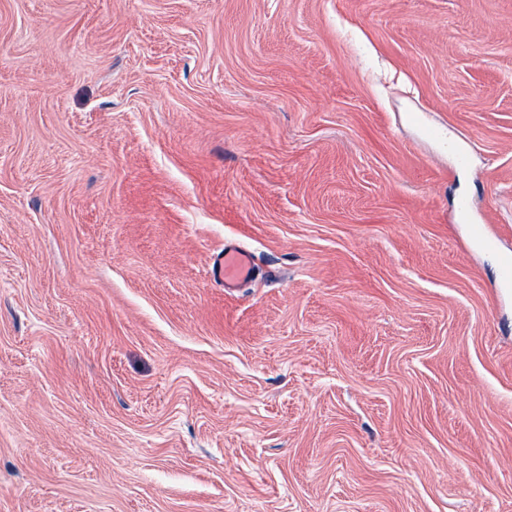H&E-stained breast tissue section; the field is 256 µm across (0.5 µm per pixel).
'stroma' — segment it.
Returning <instances> with one entry per match:
<instances>
[{
	"mask_svg": "<svg viewBox=\"0 0 512 512\" xmlns=\"http://www.w3.org/2000/svg\"><path fill=\"white\" fill-rule=\"evenodd\" d=\"M510 255L512 0H0V512H512ZM255 273L253 252L236 242H225L224 251L216 254L212 261V277L224 283V288H235L246 283Z\"/></svg>",
	"mask_w": 512,
	"mask_h": 512,
	"instance_id": "obj_1",
	"label": "stroma"
}]
</instances>
